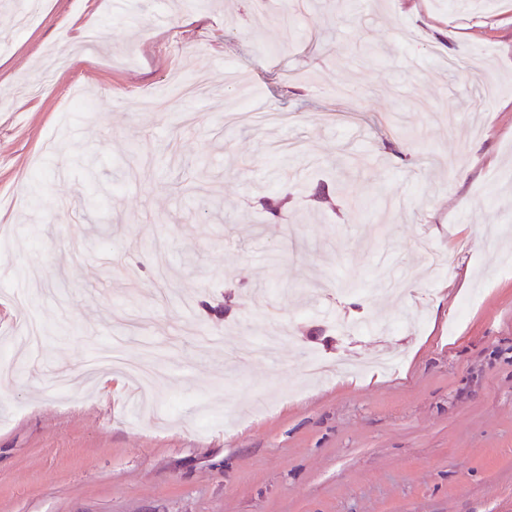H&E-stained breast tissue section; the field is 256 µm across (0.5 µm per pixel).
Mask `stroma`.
<instances>
[{"label": "stroma", "mask_w": 512, "mask_h": 512, "mask_svg": "<svg viewBox=\"0 0 512 512\" xmlns=\"http://www.w3.org/2000/svg\"><path fill=\"white\" fill-rule=\"evenodd\" d=\"M0 195V512H512V0H0Z\"/></svg>", "instance_id": "1"}]
</instances>
